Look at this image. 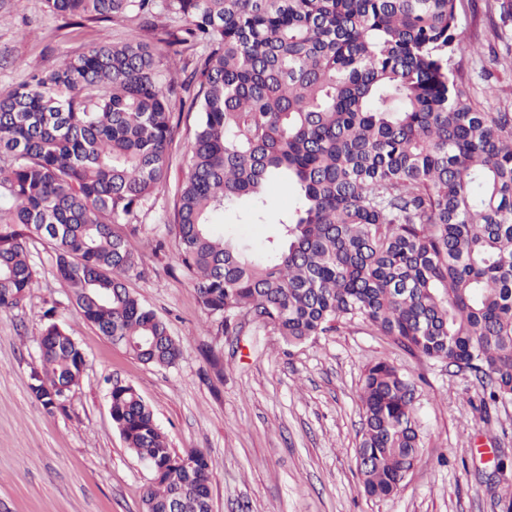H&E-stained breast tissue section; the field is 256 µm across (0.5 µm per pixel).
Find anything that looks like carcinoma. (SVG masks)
<instances>
[{"label": "carcinoma", "mask_w": 512, "mask_h": 512, "mask_svg": "<svg viewBox=\"0 0 512 512\" xmlns=\"http://www.w3.org/2000/svg\"><path fill=\"white\" fill-rule=\"evenodd\" d=\"M65 25L131 20L153 43L104 40L0 97V313L37 282L50 248L81 318L138 361L181 355L166 321L126 286L141 259L125 227L166 179L171 98L197 110L175 202L176 260L221 333L246 312L288 345L349 320L512 400V112H489L457 75V0H44ZM171 24L157 28L160 12ZM192 55L177 82L163 60ZM296 206L258 255L215 225L263 224L267 186ZM30 389L65 406L85 356L52 323ZM356 468L394 496L421 443L415 387L366 372ZM112 422L151 471L144 512H211L209 462L171 448L135 388Z\"/></svg>", "instance_id": "cac0c4a2"}]
</instances>
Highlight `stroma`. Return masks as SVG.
Returning <instances> with one entry per match:
<instances>
[{"mask_svg": "<svg viewBox=\"0 0 512 512\" xmlns=\"http://www.w3.org/2000/svg\"><path fill=\"white\" fill-rule=\"evenodd\" d=\"M0 15V96L31 73L52 69L89 46L154 33L134 23L64 26L43 0H11ZM459 28L475 52L457 57L471 91L491 85L494 110L512 112V22L494 27L495 0H457ZM171 108L177 132L165 184L139 212L129 235L141 256L127 286L168 320L182 354L160 369L134 359L85 323L59 284L47 247L30 242L38 280L22 304L0 314V507L7 512H142L147 467L126 446L109 414V383L134 386L172 448L202 451L210 465L212 512H507L512 505V401L483 405V385L446 363L409 354L362 322L286 346L268 326L241 318L219 333L190 279L175 262L176 194L188 174L197 113ZM269 221L227 232L263 247L295 202L285 185L268 192ZM55 323L85 354L79 385L64 409L47 413L29 384L40 363L38 338ZM211 346L222 368L202 354ZM385 361L417 387L421 455L397 494L379 501L359 488L355 450L365 373Z\"/></svg>", "mask_w": 512, "mask_h": 512, "instance_id": "stroma-1", "label": "stroma"}]
</instances>
